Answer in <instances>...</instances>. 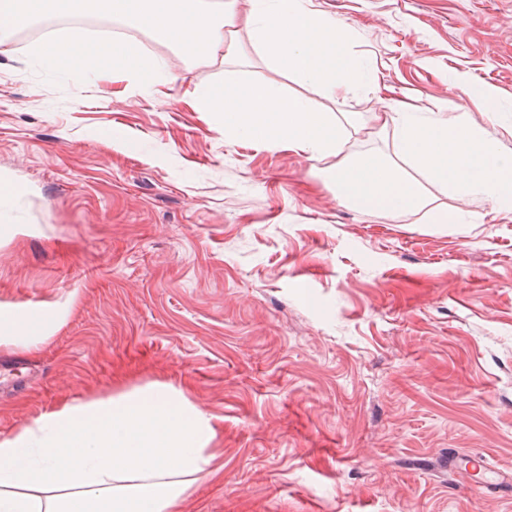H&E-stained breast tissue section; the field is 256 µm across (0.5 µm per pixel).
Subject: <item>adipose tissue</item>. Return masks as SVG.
<instances>
[{
  "instance_id": "adipose-tissue-1",
  "label": "adipose tissue",
  "mask_w": 512,
  "mask_h": 512,
  "mask_svg": "<svg viewBox=\"0 0 512 512\" xmlns=\"http://www.w3.org/2000/svg\"><path fill=\"white\" fill-rule=\"evenodd\" d=\"M0 0V37L42 16L98 12L150 33L191 62L226 64L241 53L247 30L272 66L327 98L363 81L352 32L313 10L307 0ZM46 68L82 81L111 75L147 87L172 82L163 61L135 41L53 38L34 51ZM198 112L224 117V136L288 145L323 157L338 154L342 122L273 81L228 78L198 88ZM374 124L397 133L396 152H366L330 168L337 199L377 215L428 210L429 221L464 228L462 215L431 206L430 182L459 195H482L512 213V158L490 133L462 118L417 121L410 112H380ZM69 305L0 308V347L33 352L65 322ZM211 416L165 383L64 401L13 435L0 438V512H176L211 476L217 450Z\"/></svg>"
}]
</instances>
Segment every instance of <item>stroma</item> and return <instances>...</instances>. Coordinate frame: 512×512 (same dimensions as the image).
<instances>
[{"mask_svg": "<svg viewBox=\"0 0 512 512\" xmlns=\"http://www.w3.org/2000/svg\"><path fill=\"white\" fill-rule=\"evenodd\" d=\"M311 3L380 74L333 100L280 78L344 124L336 157L227 139L191 107L228 72L276 78L247 31L220 66L117 19L87 30L161 58L175 79L156 92L68 81L30 29L0 40V307L71 304L38 353L0 351V437L161 381L217 430L218 470L176 512H512L489 475L512 473V213L429 186L459 232L361 213L325 181L338 158L393 152L395 133L364 128L375 112L461 116L512 156V0ZM475 454L489 471L448 466Z\"/></svg>", "mask_w": 512, "mask_h": 512, "instance_id": "35a3bbf8", "label": "stroma"}]
</instances>
